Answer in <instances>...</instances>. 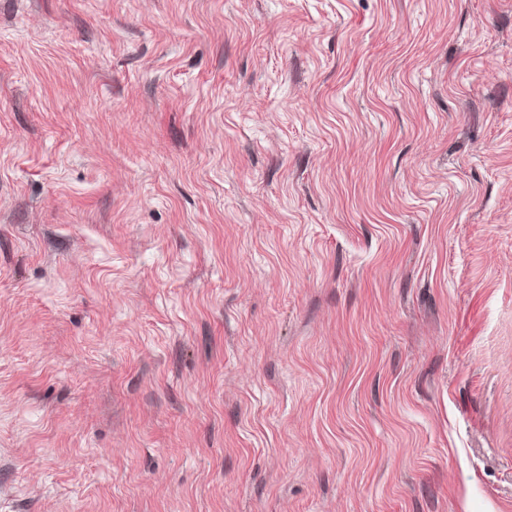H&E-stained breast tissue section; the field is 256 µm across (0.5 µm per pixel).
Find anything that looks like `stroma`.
<instances>
[{"instance_id":"obj_1","label":"stroma","mask_w":512,"mask_h":512,"mask_svg":"<svg viewBox=\"0 0 512 512\" xmlns=\"http://www.w3.org/2000/svg\"><path fill=\"white\" fill-rule=\"evenodd\" d=\"M0 512H512V0H0Z\"/></svg>"}]
</instances>
